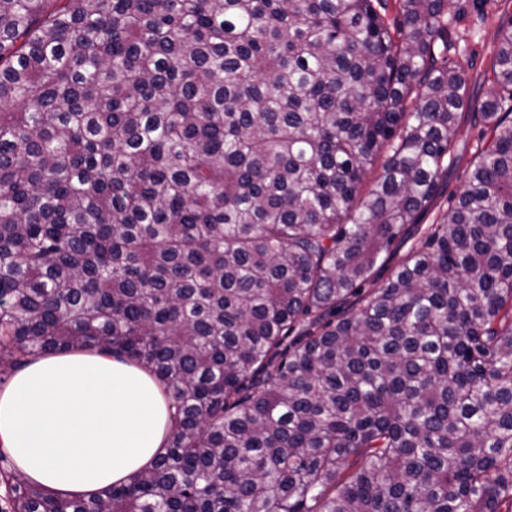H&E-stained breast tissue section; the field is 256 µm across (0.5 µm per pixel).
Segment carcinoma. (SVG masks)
Instances as JSON below:
<instances>
[{
	"instance_id": "carcinoma-1",
	"label": "carcinoma",
	"mask_w": 512,
	"mask_h": 512,
	"mask_svg": "<svg viewBox=\"0 0 512 512\" xmlns=\"http://www.w3.org/2000/svg\"><path fill=\"white\" fill-rule=\"evenodd\" d=\"M395 2L0 0V377L95 350L174 409L94 498L0 467L11 512L512 506V26L480 96L457 0ZM481 123H477V127L472 128L470 125H465L464 131L460 134L456 142L457 154L461 157V162L457 167H452L448 170V177L444 180V191L436 198L431 209L423 215L420 224L426 227L428 224L436 222L442 210L448 207V203L452 193H459L464 185L466 177V168L469 167L468 162L476 155L477 134Z\"/></svg>"
}]
</instances>
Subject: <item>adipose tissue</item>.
Here are the masks:
<instances>
[{
	"mask_svg": "<svg viewBox=\"0 0 512 512\" xmlns=\"http://www.w3.org/2000/svg\"><path fill=\"white\" fill-rule=\"evenodd\" d=\"M171 432L158 379L84 350L36 358L0 390V446L58 496L89 499L152 465Z\"/></svg>",
	"mask_w": 512,
	"mask_h": 512,
	"instance_id": "ef3b65f1",
	"label": "adipose tissue"
}]
</instances>
